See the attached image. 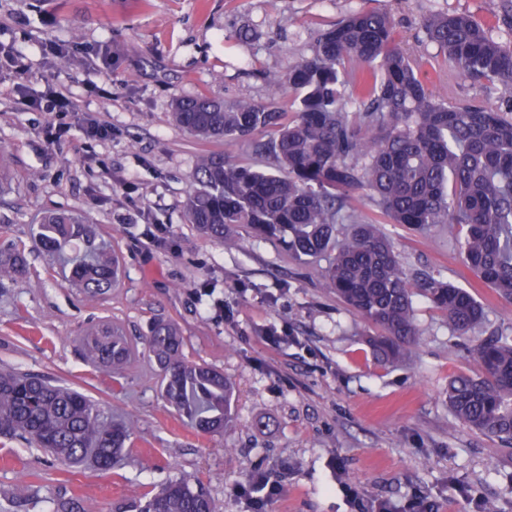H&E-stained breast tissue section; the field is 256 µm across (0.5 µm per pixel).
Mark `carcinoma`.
<instances>
[{
    "mask_svg": "<svg viewBox=\"0 0 512 512\" xmlns=\"http://www.w3.org/2000/svg\"><path fill=\"white\" fill-rule=\"evenodd\" d=\"M423 28L459 75L496 86L497 104L433 92L419 61L397 41L391 16L358 11L322 32L312 55L287 74L270 77L268 101L196 96L176 100L173 112L192 134L251 146L275 166L261 171L222 155L201 156L186 199L189 223L230 244L246 226L308 265L329 256L320 275L381 331L370 343L392 362L417 344L415 298L442 312L460 335L486 312L467 289L410 274L375 224L345 212L357 191L367 190L395 224L418 232L448 225L465 266L512 302V45L463 13L433 14ZM285 89L298 99L290 118L279 106ZM344 223L350 230L341 236L337 225ZM34 242L49 254L71 247L70 281L88 293L102 294L118 279V259L99 251L79 213H43ZM26 274L24 252L0 253V281ZM146 345L161 367L168 402L192 429H224L234 398L224 372L187 360L173 323L155 322ZM81 349L107 369L132 354L123 331L109 325L88 331ZM471 357L476 371L448 384L450 410L470 429L512 445V335L480 341ZM133 428L131 420L102 421L97 403L73 387L0 372V435L19 436L65 465L111 469ZM135 509L217 512L203 490L177 480L135 497Z\"/></svg>",
    "mask_w": 512,
    "mask_h": 512,
    "instance_id": "obj_1",
    "label": "carcinoma"
}]
</instances>
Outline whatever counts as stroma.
Wrapping results in <instances>:
<instances>
[{"label": "stroma", "mask_w": 512, "mask_h": 512, "mask_svg": "<svg viewBox=\"0 0 512 512\" xmlns=\"http://www.w3.org/2000/svg\"><path fill=\"white\" fill-rule=\"evenodd\" d=\"M505 0H0V251L25 250L29 272L0 286V371L81 388L105 421L132 419L112 471L65 466L0 436V512H135L133 493L169 480L206 492L220 512H254L239 485L261 473L283 488L267 512H512V454L470 430L448 406V382L474 371L466 345L512 334V303L476 289L486 320L455 334L416 300L419 343L378 362L372 325L351 313L308 265L239 229L227 246L189 224L184 201L200 155L224 153L269 169L245 145L195 138L172 118L178 97L266 101L271 74L310 56L320 33L354 10L389 13L413 55L435 54L421 22L458 12L512 43ZM68 90L70 131L33 109ZM112 129L83 134L85 119ZM350 211L378 221L404 266L469 286L444 226L419 233L390 223L366 193ZM45 211L85 213L120 258L117 286L91 296L58 259L35 248ZM175 323L188 359L235 384L233 420L194 431L160 389L144 339ZM123 327L138 351L119 372L85 360L89 327ZM280 343H270V336ZM352 484L351 498L342 489Z\"/></svg>", "instance_id": "obj_1"}]
</instances>
